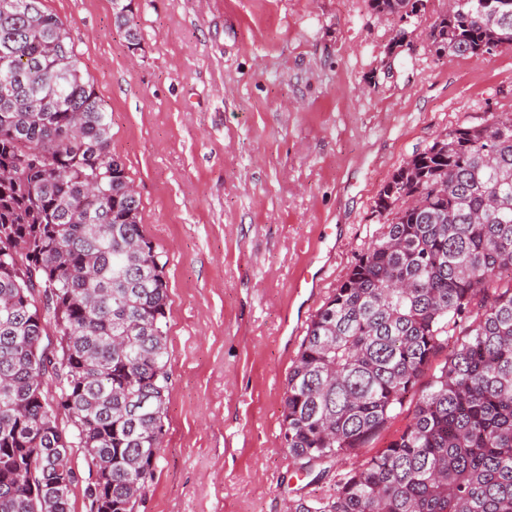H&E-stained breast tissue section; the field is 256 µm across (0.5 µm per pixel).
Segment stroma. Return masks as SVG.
Listing matches in <instances>:
<instances>
[{
	"mask_svg": "<svg viewBox=\"0 0 512 512\" xmlns=\"http://www.w3.org/2000/svg\"><path fill=\"white\" fill-rule=\"evenodd\" d=\"M105 104L168 282L170 389L138 512H285L331 493L281 446L312 316L388 218L380 190L448 130L512 113V48L436 55L452 0H45ZM318 287L295 290L316 253ZM115 23L119 28H123L125 38L129 46H138L140 44L139 32L132 23L133 18V0H113ZM371 7L383 16L399 15L401 12L408 14L416 10L419 12L424 5L423 0H370Z\"/></svg>",
	"mask_w": 512,
	"mask_h": 512,
	"instance_id": "obj_1",
	"label": "stroma"
}]
</instances>
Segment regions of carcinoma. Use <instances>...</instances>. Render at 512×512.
Wrapping results in <instances>:
<instances>
[{"instance_id":"obj_1","label":"carcinoma","mask_w":512,"mask_h":512,"mask_svg":"<svg viewBox=\"0 0 512 512\" xmlns=\"http://www.w3.org/2000/svg\"><path fill=\"white\" fill-rule=\"evenodd\" d=\"M370 2L383 16L423 6ZM113 4L139 45L133 0ZM431 36L458 56L511 48L512 12L454 0ZM111 141L62 20L44 0H0V512H71L75 448L110 466L107 485L88 472L86 512L102 499L136 512L154 478L168 287ZM375 212L391 222L310 320L288 373L283 447L323 478L427 382L399 435L293 512H512V113L412 155Z\"/></svg>"}]
</instances>
